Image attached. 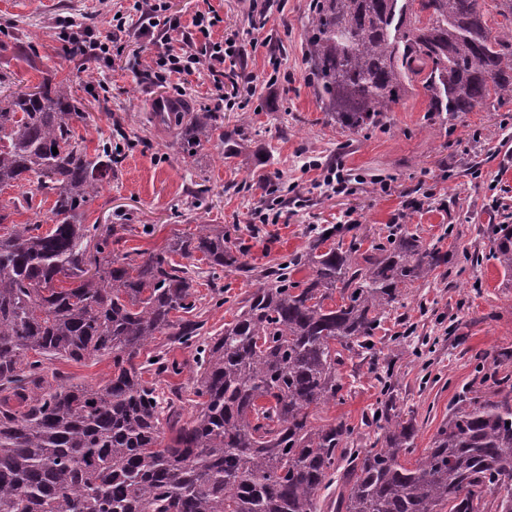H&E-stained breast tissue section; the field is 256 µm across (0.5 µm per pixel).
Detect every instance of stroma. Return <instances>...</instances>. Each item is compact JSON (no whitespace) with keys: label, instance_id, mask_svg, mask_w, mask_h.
<instances>
[{"label":"stroma","instance_id":"1","mask_svg":"<svg viewBox=\"0 0 512 512\" xmlns=\"http://www.w3.org/2000/svg\"><path fill=\"white\" fill-rule=\"evenodd\" d=\"M166 3L177 26L163 36L134 0H0V70L14 88L30 91L47 77L68 82L87 114L88 149L97 145V129H117L112 143L123 159L89 206L88 223L114 225L119 253L165 248L200 224L222 227L246 271L228 268L215 279L205 261L187 262L199 273L198 312L209 332L231 320L234 299L255 284L254 271L304 252L327 224L339 225L344 239L358 237L365 253L398 228L451 252L448 265L390 309L375 335L376 355L344 353L342 398L321 413L322 421H346L372 439V410L390 397L403 417L415 419L417 450L430 447L459 397L494 371L475 354L512 352V273L494 259L492 245L512 213V103L441 120L429 116L417 85L378 126L355 133L327 117L305 82L306 0H282L260 31L250 28L249 0ZM199 11L218 17L209 34L192 24ZM119 13L129 17L120 56L89 69L66 50L69 37L104 38ZM234 33L247 43L237 65L256 86L244 111L219 105L206 69L165 83L147 73L161 42L198 50ZM178 92L192 111L217 113L222 130L236 132L232 155L215 138L194 164L184 163L179 129L159 124L153 112L155 100ZM243 112L250 117L245 127L238 123ZM312 160L318 168H309ZM334 164L342 165L349 189L321 193L316 183ZM495 198L503 211L492 208ZM259 207L278 211V222H252ZM219 287L224 306L206 305Z\"/></svg>","mask_w":512,"mask_h":512}]
</instances>
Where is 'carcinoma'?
I'll return each mask as SVG.
<instances>
[{
    "mask_svg": "<svg viewBox=\"0 0 512 512\" xmlns=\"http://www.w3.org/2000/svg\"><path fill=\"white\" fill-rule=\"evenodd\" d=\"M307 81L342 126L361 131L419 80L429 111L470 112L512 101V27L493 30L479 0H309ZM183 159L216 130L211 112H177ZM85 122L69 84L12 91L0 74V186L53 196V228L7 224L0 210V512H512V378L494 398L469 390L414 461L417 427L393 399L377 405L379 436L355 447L343 420L317 424L341 398L346 351L369 346L402 289L428 280L449 253L404 231L360 256L361 242L306 251L257 278L224 331L207 336L195 276L172 255L202 254L212 273L244 268L224 230L198 225L166 249L112 254V231L87 224L88 205L119 164L112 137ZM58 153H53L52 148ZM494 256L512 272V226ZM300 263L311 278L294 282ZM73 286H56L59 278ZM340 302L329 306L335 298ZM164 335L195 348L190 394L166 392L180 365L143 347ZM108 356L103 383H69L49 364ZM157 361H152V358ZM149 374L152 380L144 375Z\"/></svg>",
    "mask_w": 512,
    "mask_h": 512,
    "instance_id": "cac0c4a2",
    "label": "carcinoma"
}]
</instances>
